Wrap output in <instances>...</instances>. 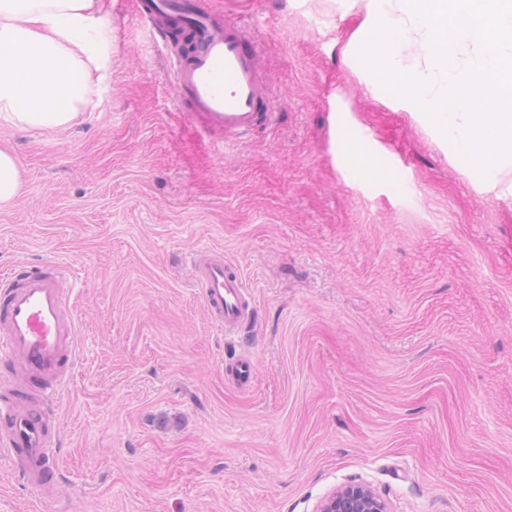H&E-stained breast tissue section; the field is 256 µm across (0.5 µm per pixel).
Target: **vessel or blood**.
I'll return each instance as SVG.
<instances>
[{"label":"vessel or blood","instance_id":"1","mask_svg":"<svg viewBox=\"0 0 512 512\" xmlns=\"http://www.w3.org/2000/svg\"><path fill=\"white\" fill-rule=\"evenodd\" d=\"M140 21L160 39L176 36L187 50L175 55V102L199 135L221 146L271 123L275 100L264 51L252 28L224 18L203 0H136ZM191 272L208 320L225 334L255 327L250 292L222 252L192 253ZM73 283L55 261L14 265L0 274V455L28 489L61 502L59 401L81 355ZM255 363L246 352L224 361V379L250 389Z\"/></svg>","mask_w":512,"mask_h":512}]
</instances>
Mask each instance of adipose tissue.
Segmentation results:
<instances>
[{
    "instance_id": "obj_1",
    "label": "adipose tissue",
    "mask_w": 512,
    "mask_h": 512,
    "mask_svg": "<svg viewBox=\"0 0 512 512\" xmlns=\"http://www.w3.org/2000/svg\"><path fill=\"white\" fill-rule=\"evenodd\" d=\"M112 0H0V120L64 128L112 73Z\"/></svg>"
}]
</instances>
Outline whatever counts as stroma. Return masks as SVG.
I'll list each match as a JSON object with an SVG mask.
<instances>
[{"mask_svg":"<svg viewBox=\"0 0 512 512\" xmlns=\"http://www.w3.org/2000/svg\"><path fill=\"white\" fill-rule=\"evenodd\" d=\"M134 2L99 107L0 123L24 178L0 269L69 266L82 347L58 405L67 499L0 458V512H315L352 483L390 512H512V195L366 91L359 18L328 0H205L261 41L277 116L204 142ZM198 248L241 270L256 331L208 321ZM241 351L247 393L224 381ZM255 363L246 352L234 353L224 361V379L239 390H249L255 379Z\"/></svg>","mask_w":512,"mask_h":512,"instance_id":"stroma-1","label":"stroma"}]
</instances>
